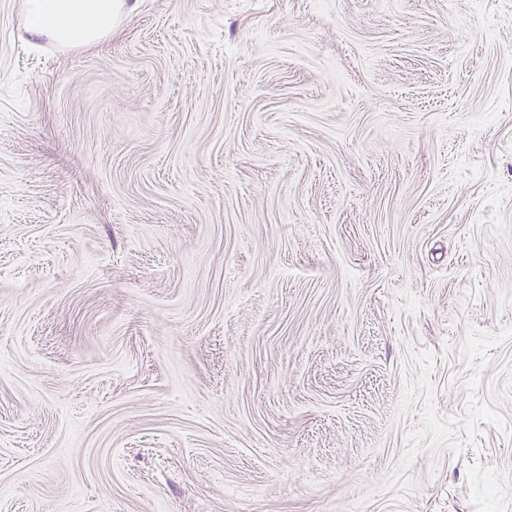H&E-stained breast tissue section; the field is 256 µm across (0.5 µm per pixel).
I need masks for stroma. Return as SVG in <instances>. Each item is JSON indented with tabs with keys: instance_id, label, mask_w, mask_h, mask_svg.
I'll use <instances>...</instances> for the list:
<instances>
[{
	"instance_id": "stroma-1",
	"label": "stroma",
	"mask_w": 512,
	"mask_h": 512,
	"mask_svg": "<svg viewBox=\"0 0 512 512\" xmlns=\"http://www.w3.org/2000/svg\"><path fill=\"white\" fill-rule=\"evenodd\" d=\"M0 0V512H512V0ZM24 2L27 30L49 36L65 46H85L103 40L112 33L118 14L126 7L123 0Z\"/></svg>"
}]
</instances>
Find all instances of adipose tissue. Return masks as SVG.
Returning a JSON list of instances; mask_svg holds the SVG:
<instances>
[{"label":"adipose tissue","instance_id":"obj_1","mask_svg":"<svg viewBox=\"0 0 512 512\" xmlns=\"http://www.w3.org/2000/svg\"><path fill=\"white\" fill-rule=\"evenodd\" d=\"M124 7V0H25L24 14L31 34L85 46L109 36Z\"/></svg>","mask_w":512,"mask_h":512}]
</instances>
